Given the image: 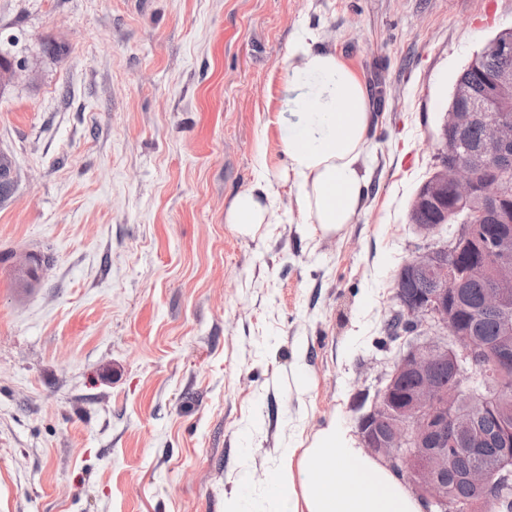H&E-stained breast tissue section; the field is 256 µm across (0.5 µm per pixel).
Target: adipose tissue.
<instances>
[{"mask_svg": "<svg viewBox=\"0 0 512 512\" xmlns=\"http://www.w3.org/2000/svg\"><path fill=\"white\" fill-rule=\"evenodd\" d=\"M284 79L296 97L281 128L287 165L278 179L295 188L304 223L333 238L363 211L371 164V96L361 78L310 29L292 36ZM273 182L263 173L234 195L225 223L246 237L271 223ZM272 487L273 512H425L401 478L358 448L337 419L313 437L302 457L286 455Z\"/></svg>", "mask_w": 512, "mask_h": 512, "instance_id": "ef3b65f1", "label": "adipose tissue"}]
</instances>
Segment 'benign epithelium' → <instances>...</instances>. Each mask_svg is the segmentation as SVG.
I'll use <instances>...</instances> for the list:
<instances>
[{"label":"benign epithelium","mask_w":512,"mask_h":512,"mask_svg":"<svg viewBox=\"0 0 512 512\" xmlns=\"http://www.w3.org/2000/svg\"><path fill=\"white\" fill-rule=\"evenodd\" d=\"M511 54L509 29L468 64L478 82L454 86L439 133L442 159L408 210V223L423 245L405 262L411 281L393 284L394 311L413 336L383 371L385 385L358 419L362 447L394 468L429 505L448 502L454 454L478 456L458 475L475 503L486 505L512 493V418L494 412L481 397L462 410L455 408L434 376L440 367L468 376L500 378L512 372V318H500V339L492 346L457 316L474 271L486 279L479 310L504 313L512 306V67L490 64L494 57ZM28 73V59L12 57L0 67V87L14 85ZM478 123L486 126L493 150L445 151ZM430 210L440 213L438 223L423 220ZM479 224L499 225L490 243L476 234ZM477 249L491 253L487 265L461 262L464 252ZM405 378L412 385L402 391L399 383ZM488 444L498 452L479 454L478 448Z\"/></svg>","instance_id":"obj_1"}]
</instances>
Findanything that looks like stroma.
Here are the masks:
<instances>
[{
  "instance_id": "obj_1",
  "label": "stroma",
  "mask_w": 512,
  "mask_h": 512,
  "mask_svg": "<svg viewBox=\"0 0 512 512\" xmlns=\"http://www.w3.org/2000/svg\"><path fill=\"white\" fill-rule=\"evenodd\" d=\"M319 28L375 103L355 224L224 222L277 171L291 36ZM512 0H0L28 77L0 93V512H269L281 449L356 430L421 239L409 204ZM37 255L33 287L13 257Z\"/></svg>"
}]
</instances>
